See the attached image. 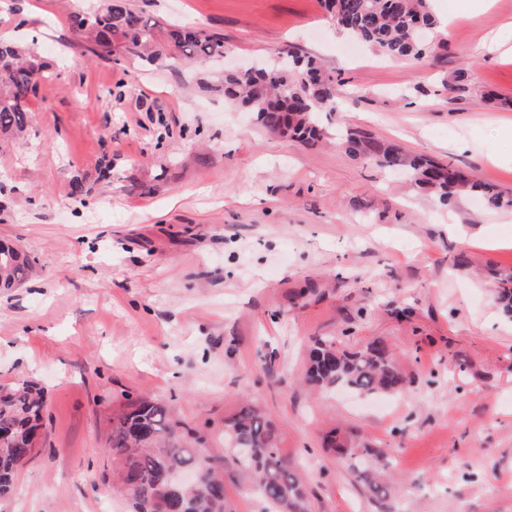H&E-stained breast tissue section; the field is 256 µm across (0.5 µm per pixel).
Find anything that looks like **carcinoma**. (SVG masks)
Here are the masks:
<instances>
[{
    "label": "carcinoma",
    "mask_w": 512,
    "mask_h": 512,
    "mask_svg": "<svg viewBox=\"0 0 512 512\" xmlns=\"http://www.w3.org/2000/svg\"><path fill=\"white\" fill-rule=\"evenodd\" d=\"M337 28L371 45L382 55L417 62L427 51L416 32L438 24L427 0H322ZM77 37L97 55L112 59L115 41L129 54L152 61L157 39L144 22L143 10L127 0L73 16ZM170 45L184 59L205 62L224 56V40L193 28L168 32ZM52 77L50 65L35 51L0 42V137L25 133L32 123L28 100L41 81ZM224 99L255 115L267 131L314 146L325 134L317 121L336 103V81L312 56L289 55L288 65L224 73ZM345 153L381 168H407L415 184L450 204L466 193L480 195L491 209L512 208V195L468 178L449 163L411 157L391 143L350 131L341 141ZM33 262L19 247L0 241V288L26 282ZM502 311L512 315V274L495 287ZM306 383L319 391L347 389L358 395H391L411 385L383 340L358 351L338 347L336 338L313 341ZM45 407L44 391L31 380L0 386V499L12 494L18 470L35 452ZM328 448L347 454L352 471L368 492L383 499L391 491L389 462L374 449L349 448L330 432ZM108 454L112 486L131 503L132 512H232L226 483L255 491L277 512H308L309 490L302 471L280 446L267 413L250 405L224 422V453H213L205 433L174 418L169 405L146 397L127 402L112 418ZM194 468L197 478L176 490L164 489L165 473Z\"/></svg>",
    "instance_id": "cac0c4a2"
}]
</instances>
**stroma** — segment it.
Listing matches in <instances>:
<instances>
[{"label":"stroma","instance_id":"35a3bbf8","mask_svg":"<svg viewBox=\"0 0 512 512\" xmlns=\"http://www.w3.org/2000/svg\"><path fill=\"white\" fill-rule=\"evenodd\" d=\"M105 3L0 0V41L36 43L56 72L27 135L0 140V239L35 261L29 282L0 288V385L47 393L45 439L0 512H130L104 481L105 448L135 397L207 423L215 448L225 417L259 406L306 474L310 512H512V319L491 277L512 271V210L441 204L336 144L358 129L512 194V0H429L425 64L343 35L321 0H129L156 38L223 37V59L195 67L97 57L71 17ZM288 49L338 79L313 147L209 86ZM320 336L385 341L410 387L381 407L309 390ZM334 427L387 454L388 498L323 451Z\"/></svg>","mask_w":512,"mask_h":512}]
</instances>
